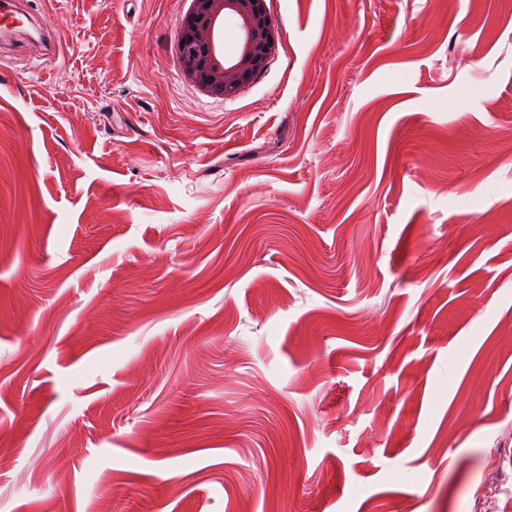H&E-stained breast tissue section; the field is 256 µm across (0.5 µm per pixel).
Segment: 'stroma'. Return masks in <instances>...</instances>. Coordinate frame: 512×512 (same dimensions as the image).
I'll return each instance as SVG.
<instances>
[{
    "label": "stroma",
    "instance_id": "stroma-1",
    "mask_svg": "<svg viewBox=\"0 0 512 512\" xmlns=\"http://www.w3.org/2000/svg\"><path fill=\"white\" fill-rule=\"evenodd\" d=\"M0 44V512H512V0H22ZM191 2L178 42L183 73L208 95L233 97L266 68L278 47V30L265 0ZM229 18L239 29V40L232 52L224 50L221 40L224 22Z\"/></svg>",
    "mask_w": 512,
    "mask_h": 512
}]
</instances>
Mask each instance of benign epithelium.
I'll list each match as a JSON object with an SVG mask.
<instances>
[{"label": "benign epithelium", "instance_id": "obj_1", "mask_svg": "<svg viewBox=\"0 0 512 512\" xmlns=\"http://www.w3.org/2000/svg\"><path fill=\"white\" fill-rule=\"evenodd\" d=\"M229 18L239 29L231 52L221 40ZM278 40L265 0H192L181 23L178 60L186 78L201 91L228 98L266 68Z\"/></svg>", "mask_w": 512, "mask_h": 512}]
</instances>
